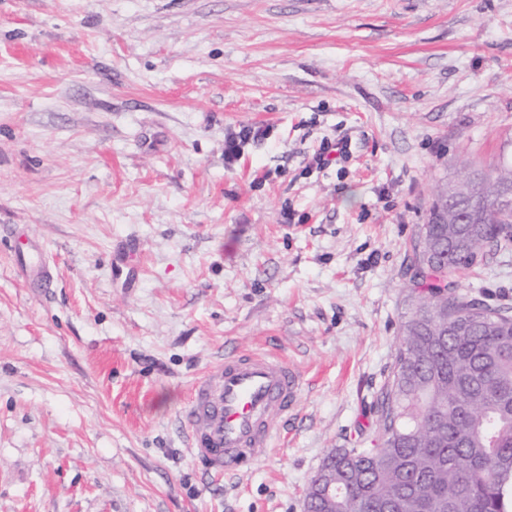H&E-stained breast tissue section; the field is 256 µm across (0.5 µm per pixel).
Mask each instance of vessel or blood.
Here are the masks:
<instances>
[{
  "label": "vessel or blood",
  "instance_id": "vessel-or-blood-1",
  "mask_svg": "<svg viewBox=\"0 0 512 512\" xmlns=\"http://www.w3.org/2000/svg\"><path fill=\"white\" fill-rule=\"evenodd\" d=\"M300 370L277 350L236 351L193 389L190 451L210 469L235 473L274 446L279 423L298 403Z\"/></svg>",
  "mask_w": 512,
  "mask_h": 512
}]
</instances>
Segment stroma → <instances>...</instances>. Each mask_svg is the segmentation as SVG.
Wrapping results in <instances>:
<instances>
[{
    "label": "stroma",
    "mask_w": 512,
    "mask_h": 512,
    "mask_svg": "<svg viewBox=\"0 0 512 512\" xmlns=\"http://www.w3.org/2000/svg\"><path fill=\"white\" fill-rule=\"evenodd\" d=\"M504 155L512 0H0V512H302L330 449L379 444L438 191ZM457 283L512 309V243ZM267 346L298 405L215 473L192 387ZM262 135L263 132L253 128H244L238 133L230 134L224 140V157L229 162L234 161L240 156L245 144Z\"/></svg>",
    "instance_id": "obj_1"
}]
</instances>
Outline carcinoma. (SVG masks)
Instances as JSON below:
<instances>
[{
  "instance_id": "cac0c4a2",
  "label": "carcinoma",
  "mask_w": 512,
  "mask_h": 512,
  "mask_svg": "<svg viewBox=\"0 0 512 512\" xmlns=\"http://www.w3.org/2000/svg\"><path fill=\"white\" fill-rule=\"evenodd\" d=\"M473 173L487 206L445 190L421 225L410 270L425 295L376 398L380 445L330 451L336 508L313 493L308 512H512V316L453 281L512 241V165Z\"/></svg>"
}]
</instances>
